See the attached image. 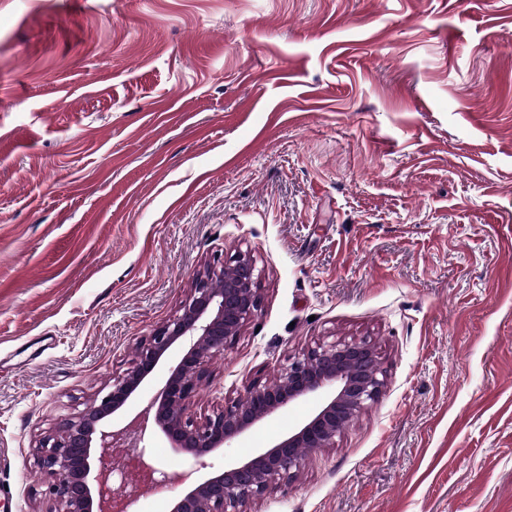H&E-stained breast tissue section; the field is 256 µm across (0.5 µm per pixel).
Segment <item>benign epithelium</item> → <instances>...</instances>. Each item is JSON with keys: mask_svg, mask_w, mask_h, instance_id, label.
<instances>
[{"mask_svg": "<svg viewBox=\"0 0 512 512\" xmlns=\"http://www.w3.org/2000/svg\"><path fill=\"white\" fill-rule=\"evenodd\" d=\"M231 270V276L224 272ZM256 260L249 251L224 257L220 268L197 273L178 311L147 336L134 367L112 379L111 388L81 412L62 421L37 450V464L53 478L48 512H129L132 500L110 497L107 460L144 443L158 428L171 446L192 456L199 467L164 472L138 456L132 477L152 488L162 484L183 492L171 512H249L255 501L273 493L300 471V450L332 448L350 423L382 394L386 372L369 337L321 340L288 357L272 383L254 382L239 397L201 419L190 413L199 383L208 376L211 354L235 343L261 310ZM173 348L181 356L153 397L118 426L145 379ZM325 400L287 436L250 458L232 460L224 470L196 480L205 458L269 416L313 395Z\"/></svg>", "mask_w": 512, "mask_h": 512, "instance_id": "1", "label": "benign epithelium"}]
</instances>
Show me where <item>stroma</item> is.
I'll return each instance as SVG.
<instances>
[{
  "instance_id": "obj_1",
  "label": "stroma",
  "mask_w": 512,
  "mask_h": 512,
  "mask_svg": "<svg viewBox=\"0 0 512 512\" xmlns=\"http://www.w3.org/2000/svg\"><path fill=\"white\" fill-rule=\"evenodd\" d=\"M238 250L262 307L194 415L319 340L387 375L252 512H512V0H0V512Z\"/></svg>"
}]
</instances>
